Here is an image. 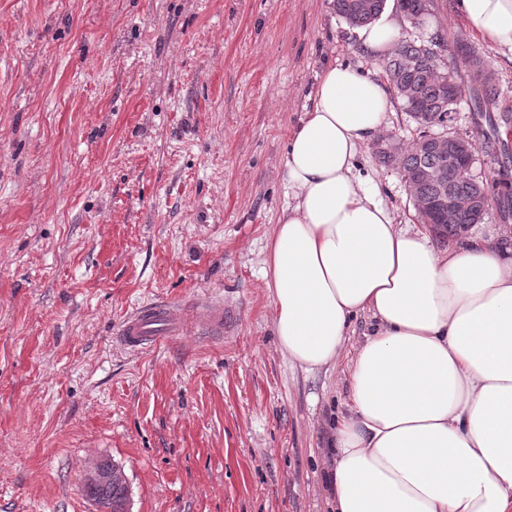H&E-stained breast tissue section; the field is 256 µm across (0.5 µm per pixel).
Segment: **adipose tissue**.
Returning a JSON list of instances; mask_svg holds the SVG:
<instances>
[{"mask_svg": "<svg viewBox=\"0 0 512 512\" xmlns=\"http://www.w3.org/2000/svg\"><path fill=\"white\" fill-rule=\"evenodd\" d=\"M453 10L512 62V0ZM399 30L385 12L359 39L380 61ZM389 109L375 73L333 64L288 139L264 269L279 348L307 373L346 365L333 512H512V231L441 247L400 224L357 161Z\"/></svg>", "mask_w": 512, "mask_h": 512, "instance_id": "adipose-tissue-1", "label": "adipose tissue"}]
</instances>
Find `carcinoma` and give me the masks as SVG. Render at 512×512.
Instances as JSON below:
<instances>
[{
	"mask_svg": "<svg viewBox=\"0 0 512 512\" xmlns=\"http://www.w3.org/2000/svg\"><path fill=\"white\" fill-rule=\"evenodd\" d=\"M386 0H332L333 10L352 27H364L374 22L385 8ZM397 7L415 25H421L429 13L430 0H396ZM384 78L394 97L416 123V135L404 140L396 135L390 141L398 144V155L389 151L377 152L378 161L399 172L405 184H414L412 199L416 211L441 197L486 198V206H496L502 221L512 218V191L495 190L498 184H508V171L499 167L506 160L512 163V153L485 141L490 156L488 178H474L465 171L467 158L455 164L432 149L429 139L434 129L457 112V105L469 96L473 111L481 116L493 109L502 88L490 58L480 49L453 46L445 39L425 42L402 39L382 64ZM442 168L441 180L416 181L414 175L422 170ZM484 223L472 213H462L448 223L442 215L433 233L439 238H458V225Z\"/></svg>",
	"mask_w": 512,
	"mask_h": 512,
	"instance_id": "carcinoma-1",
	"label": "carcinoma"
}]
</instances>
